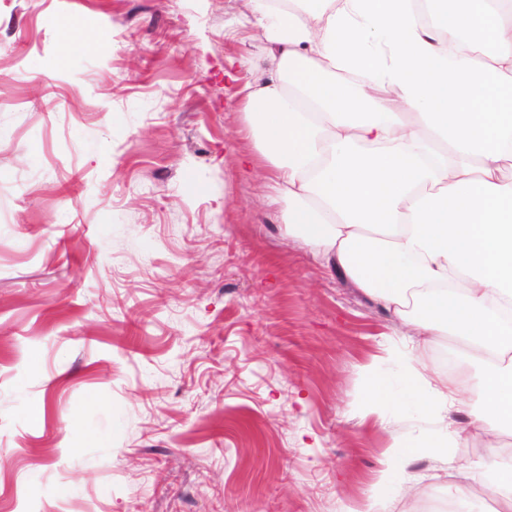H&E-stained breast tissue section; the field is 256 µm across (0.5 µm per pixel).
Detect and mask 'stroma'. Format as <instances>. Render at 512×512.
Here are the masks:
<instances>
[{"instance_id": "35a3bbf8", "label": "stroma", "mask_w": 512, "mask_h": 512, "mask_svg": "<svg viewBox=\"0 0 512 512\" xmlns=\"http://www.w3.org/2000/svg\"><path fill=\"white\" fill-rule=\"evenodd\" d=\"M245 4L0 0V512H347L435 430L359 410L412 344L269 202ZM411 470L483 512L480 477Z\"/></svg>"}]
</instances>
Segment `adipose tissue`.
Listing matches in <instances>:
<instances>
[{
	"mask_svg": "<svg viewBox=\"0 0 512 512\" xmlns=\"http://www.w3.org/2000/svg\"><path fill=\"white\" fill-rule=\"evenodd\" d=\"M248 0L264 61L239 91L275 172L281 222L376 298L420 349L457 338L477 386L423 374L401 351L405 397L440 433L386 451L354 512L409 493L416 455L490 475L512 512V461L471 462L464 435L512 430V0ZM477 33L453 50L462 31ZM465 424H458V417Z\"/></svg>",
	"mask_w": 512,
	"mask_h": 512,
	"instance_id": "adipose-tissue-1",
	"label": "adipose tissue"
}]
</instances>
